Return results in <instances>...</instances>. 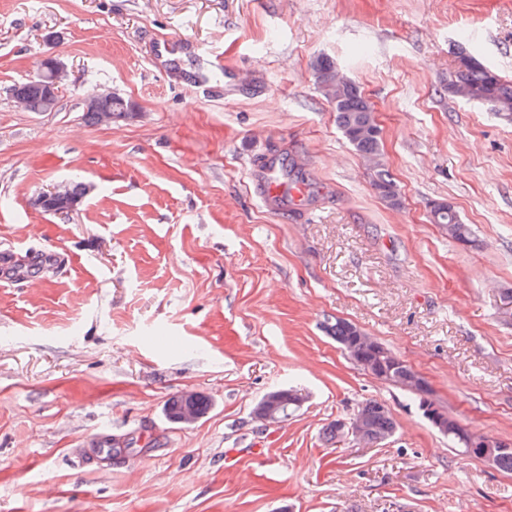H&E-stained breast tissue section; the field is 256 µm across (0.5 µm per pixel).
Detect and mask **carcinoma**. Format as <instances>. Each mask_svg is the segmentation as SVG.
Masks as SVG:
<instances>
[{
  "label": "carcinoma",
  "mask_w": 512,
  "mask_h": 512,
  "mask_svg": "<svg viewBox=\"0 0 512 512\" xmlns=\"http://www.w3.org/2000/svg\"><path fill=\"white\" fill-rule=\"evenodd\" d=\"M458 64L448 81V92L464 100L482 104L497 115L512 119V84L504 82L499 74L485 66L474 56L460 51ZM333 66L327 59L319 62L321 84L325 96L334 104L336 119L343 137L364 158L372 160L379 153L381 136L374 132L375 110L370 101L354 84L336 91L329 83ZM13 94L28 100L29 110L42 112L45 88L29 80L13 88ZM130 103L121 96L112 98V122L124 121L131 117ZM374 187L381 199L392 207L401 204V198L389 175L380 171L376 175ZM435 223L442 225L448 236L462 245L472 242V230L462 222L453 207H442L436 203L431 206ZM363 410L371 417L376 432L390 435L395 430L391 413L382 409V402L370 399L363 403Z\"/></svg>",
  "instance_id": "carcinoma-1"
}]
</instances>
